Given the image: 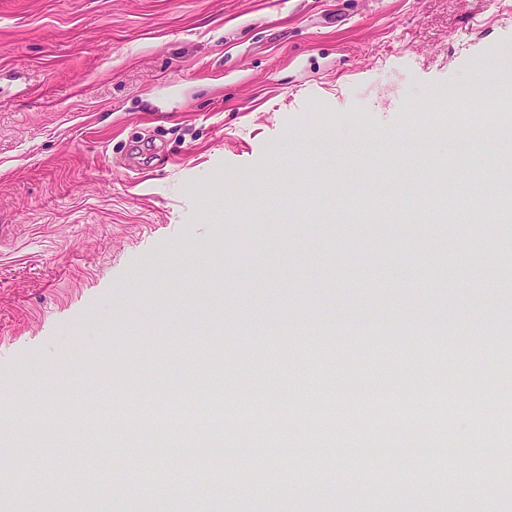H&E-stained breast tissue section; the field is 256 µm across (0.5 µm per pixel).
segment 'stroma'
<instances>
[{"instance_id":"1","label":"stroma","mask_w":512,"mask_h":512,"mask_svg":"<svg viewBox=\"0 0 512 512\" xmlns=\"http://www.w3.org/2000/svg\"><path fill=\"white\" fill-rule=\"evenodd\" d=\"M509 57L512 0H0V403L19 411L15 448L45 463L42 496L65 468L136 498L125 406L186 405L218 382L267 389L274 417L299 382L345 436L357 407L378 409L351 393L377 370L404 386L397 406L448 401L450 427L476 404L494 419L512 361V225L495 219L488 161L512 111L470 128L488 160L433 158L479 192L488 222L443 212L376 232L349 207L379 185L388 200L441 196L425 161H392L393 146L446 136L430 89L481 68L512 81ZM241 253L251 263L225 266ZM207 321L213 342L178 343ZM246 321L273 326L262 356L243 350ZM93 368L114 408L108 438L86 445L78 404L52 392ZM218 430L261 443L279 471L278 492L260 494L240 456L227 481L200 470L230 512L436 510L427 452L334 457L319 434L300 446L292 422L276 427L283 457L237 414ZM333 472L370 492L342 495L323 482Z\"/></svg>"}]
</instances>
